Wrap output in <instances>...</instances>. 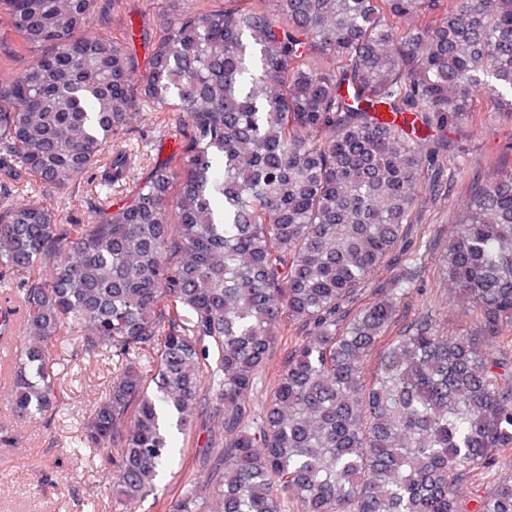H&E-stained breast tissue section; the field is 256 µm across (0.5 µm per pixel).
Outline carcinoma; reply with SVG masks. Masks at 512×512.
<instances>
[{"label":"carcinoma","mask_w":512,"mask_h":512,"mask_svg":"<svg viewBox=\"0 0 512 512\" xmlns=\"http://www.w3.org/2000/svg\"><path fill=\"white\" fill-rule=\"evenodd\" d=\"M112 0H0L23 51L0 82V292L19 349L0 357L18 419L56 417V352L69 336L122 370L72 453L116 449L110 483L135 504L169 454L160 415L193 427L214 409L217 474L163 512H468L457 488L512 454V366L491 348L512 327V172L470 186L441 263L483 336L400 329L410 293L380 287L419 203L439 194L444 132L483 91L512 112V0H243L162 26L139 86L129 37L91 31ZM420 19L418 29L400 20ZM182 119L179 151L93 224H64L40 194L111 187L136 165L112 135L142 110ZM403 117L381 126L379 113ZM223 175L213 174V161ZM284 354L261 420L245 398ZM377 357L375 374L367 372ZM155 392L149 393V384ZM478 512H512V480Z\"/></svg>","instance_id":"1"}]
</instances>
